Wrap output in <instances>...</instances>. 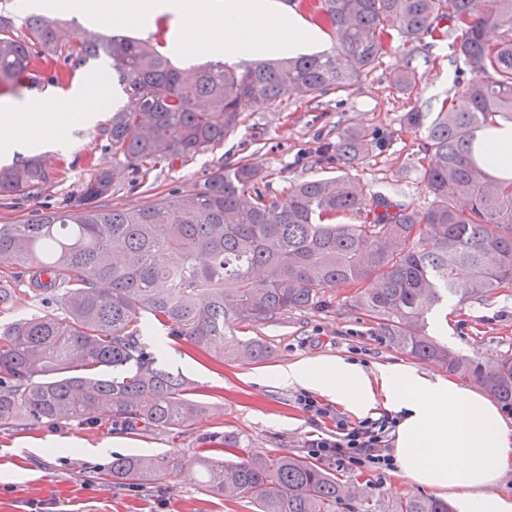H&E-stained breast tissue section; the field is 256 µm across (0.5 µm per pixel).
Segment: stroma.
Masks as SVG:
<instances>
[{"instance_id":"obj_1","label":"stroma","mask_w":512,"mask_h":512,"mask_svg":"<svg viewBox=\"0 0 512 512\" xmlns=\"http://www.w3.org/2000/svg\"><path fill=\"white\" fill-rule=\"evenodd\" d=\"M452 45L449 37L428 41L418 53L419 76L410 91L399 88L405 52L392 47L372 72L348 89L327 93L309 105L292 100L281 112L248 114L223 144L152 172L143 187H132L125 162L105 148L102 128L112 110L104 108L95 120L68 130L61 145L45 149L47 159L70 164L68 179L37 199L0 200V224H21L35 211L67 206L97 164L114 172L116 192L111 203L117 208L144 206L172 191L201 187L212 172L240 160L260 168L271 195L282 199L293 182L324 176L314 155L318 142L336 140L359 127L385 136L386 146L353 170L355 180L372 193L398 185L406 201L427 207L430 198L421 172L425 159L419 151L423 134L405 125L403 116L415 108L434 115L446 99L463 106L457 90L470 72L456 61ZM44 64L48 86L12 93L1 90L0 101L37 95L65 98L97 70L94 64L66 62L54 55L47 56ZM353 294L350 288H332L314 308L288 312L255 329L235 326L236 335L255 336L269 345L271 357L261 363L223 362L166 337L161 366L182 372L205 407L187 427L133 429L107 414L92 426L45 420L0 430V512H255L247 500L209 493L196 461L202 456L223 459L228 435L258 453L307 456L306 440L315 426L297 403L300 388L266 383V375L297 359L336 354L368 365L411 360L380 336L375 320L354 305ZM428 333L478 362L512 354V286L484 302L449 299L430 319ZM49 436L72 439L75 445L32 450L34 441ZM107 441L112 447L106 455L89 456V449ZM133 453L165 456L175 467L162 479L138 487L109 480L113 458ZM321 465L351 491L337 512H390L400 497L427 494L426 489L405 483L394 469L362 472L328 459Z\"/></svg>"}]
</instances>
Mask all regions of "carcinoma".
I'll use <instances>...</instances> for the list:
<instances>
[{"label": "carcinoma", "mask_w": 512, "mask_h": 512, "mask_svg": "<svg viewBox=\"0 0 512 512\" xmlns=\"http://www.w3.org/2000/svg\"><path fill=\"white\" fill-rule=\"evenodd\" d=\"M309 0L332 36L326 51L239 70L223 64L175 65L154 45L83 31L61 37L57 23L0 14V85H25L45 53L111 62L123 98L103 132L105 149L137 178L224 142L249 112H277L288 100L314 101L367 74L394 39L416 46L458 32L454 50L471 73L462 111L441 105L421 150L431 196L426 208L388 194H366L349 168L383 147L366 129L316 147L336 176L301 180L285 203L262 189L247 161L224 166L201 188L140 208H109L112 171L96 170L62 209L24 224H0V268H21L16 288L0 280V312L21 296L55 304L0 324V429L23 421L92 423L104 412L130 427L174 430L205 406L189 381L161 367L142 337L159 330L220 359L258 363L254 328L311 308L326 290L356 289V306L381 336L407 354L473 381L512 407V355L490 363L466 358L426 333L428 315L448 296L487 300L512 283V181L485 171L473 134L512 121V0ZM450 26H442L443 22ZM492 29L504 30L492 42ZM67 168L41 155L0 168V197L30 199L64 181ZM356 215L358 224L346 219ZM230 459L202 458L206 487L246 498L257 512H336L341 480L295 455L263 454L224 439ZM174 468L163 457L112 460V479L138 485ZM392 512H451L448 503L403 497Z\"/></svg>", "instance_id": "cac0c4a2"}]
</instances>
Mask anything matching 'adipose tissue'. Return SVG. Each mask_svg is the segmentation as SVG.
<instances>
[{
	"mask_svg": "<svg viewBox=\"0 0 512 512\" xmlns=\"http://www.w3.org/2000/svg\"><path fill=\"white\" fill-rule=\"evenodd\" d=\"M103 85L74 90L63 107L39 98L0 103V153L37 150L104 108ZM475 156L492 175L512 178V123L476 131ZM277 385L328 398L358 418H398L394 457L404 481L453 501L456 512H512L496 486L512 467V424L478 389L404 363L365 367L343 356L299 359L273 371Z\"/></svg>",
	"mask_w": 512,
	"mask_h": 512,
	"instance_id": "obj_1",
	"label": "adipose tissue"
}]
</instances>
